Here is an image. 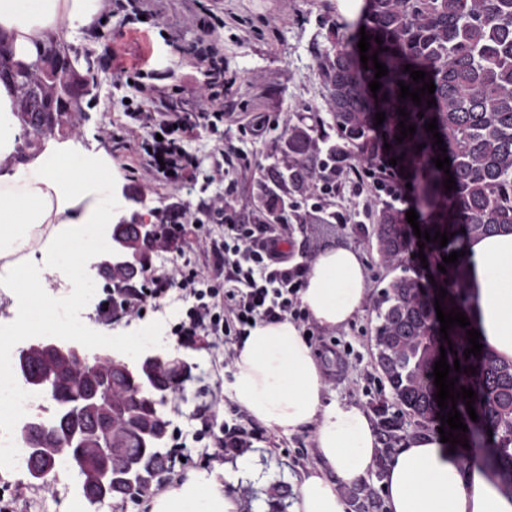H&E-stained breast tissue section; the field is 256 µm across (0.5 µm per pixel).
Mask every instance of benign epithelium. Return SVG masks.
I'll list each match as a JSON object with an SVG mask.
<instances>
[{
	"instance_id": "7a95c632",
	"label": "benign epithelium",
	"mask_w": 512,
	"mask_h": 512,
	"mask_svg": "<svg viewBox=\"0 0 512 512\" xmlns=\"http://www.w3.org/2000/svg\"><path fill=\"white\" fill-rule=\"evenodd\" d=\"M93 87V77L86 74L81 78L80 85L68 88L67 100L74 103V111H82L81 100L92 91ZM125 223H127L125 214L118 212L113 216L109 245L100 251L89 265L97 275L106 278L112 276V272L118 268H137L144 246L158 240V225L152 223L151 219L143 215L138 216L140 239L134 244L121 233ZM21 350L22 356L15 358L11 363L12 370L17 377L43 389L53 404L55 413L74 416V401L57 390L55 379L61 371L78 372L89 384L88 389L79 399L80 405L100 414L102 426L109 425L112 420V406L104 401L99 385L103 378L102 361L106 359L115 364L126 363L128 358L125 355L112 352L106 355L89 353L77 345L48 337H32L21 347ZM28 355L42 357L53 367V371L29 377L26 372ZM18 440L27 453L33 452L37 457L51 460L67 448H85L99 442L102 440V435L98 428L89 430L78 425L61 434L53 425L43 421L36 425L29 421L20 428ZM92 485L102 489L112 485L111 454L107 449L99 451L95 456Z\"/></svg>"
}]
</instances>
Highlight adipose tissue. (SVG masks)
<instances>
[{
	"label": "adipose tissue",
	"instance_id": "obj_1",
	"mask_svg": "<svg viewBox=\"0 0 512 512\" xmlns=\"http://www.w3.org/2000/svg\"><path fill=\"white\" fill-rule=\"evenodd\" d=\"M102 0H0V36L15 61L34 62L55 45L84 59L94 45ZM28 134L15 116L12 86L0 82V291L20 305L14 329L62 330L45 301L47 274L65 267L79 287L83 268L103 248L100 228L111 223V157L72 139L48 140L22 153ZM469 303L485 346L512 360V233L465 246ZM366 296L359 251L339 247L315 256L300 291L302 305L322 328L346 325ZM234 399L269 430L288 435L314 426L327 471L304 472L293 512H350L339 484H356L374 466L378 439L361 407L327 396L313 347L293 321L260 323L237 348ZM387 512H512L481 459L449 452L440 436L421 433L401 443L382 483ZM151 512H241L234 496L206 474L173 481L152 496Z\"/></svg>",
	"mask_w": 512,
	"mask_h": 512
}]
</instances>
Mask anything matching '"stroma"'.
<instances>
[{
  "label": "stroma",
  "mask_w": 512,
  "mask_h": 512,
  "mask_svg": "<svg viewBox=\"0 0 512 512\" xmlns=\"http://www.w3.org/2000/svg\"><path fill=\"white\" fill-rule=\"evenodd\" d=\"M223 7L225 75L240 84L226 127L238 129L267 113L281 112L294 122L308 112H325V90L317 76L316 52L331 44V23L341 17L337 0H223ZM92 40L96 49L89 60L97 84L82 101L79 140L85 147L104 150L111 156L115 173L112 193L118 210L132 215L164 207L179 198V190L169 183L159 184L151 195L140 197L139 183L125 176L124 167L131 158L117 150L110 137L125 121L122 99L128 93L117 82L116 67L137 63L161 72L165 86H181L189 99L202 78L200 66L180 47L165 43L154 29L134 32L113 21L98 29ZM375 201L376 195L366 183L359 192L339 200L337 209L344 216L343 223H320V211L312 210L307 223L288 227L292 260L308 262L319 252L336 247L352 248L362 255L366 279L362 313L336 329L314 327L310 343L318 354L328 394L371 414L380 401L389 397L384 379L373 364L374 308L382 289L396 275L394 269L379 263L372 247L374 226L366 210ZM46 281L47 297L65 301L64 321L75 326L80 341L104 333L137 336L145 328L161 326L158 350L187 369L183 395L168 400L161 408L169 422V434L179 433L187 440L179 476L207 473L222 490L241 500L242 512H268L269 489L273 483L282 482L288 486L283 510L291 512L298 496V477L322 464L314 448L313 429L291 435L265 431L262 440L244 453L225 457L220 465H207L204 442L193 441L192 436L202 428V409H210L220 419L227 416L233 404V377L231 370L222 365L221 349L203 342L181 347L170 335V325L185 307L183 301L170 299L142 318L122 319L107 327L96 317L101 293L87 290L75 298L69 289L61 287L58 275H49ZM49 485L54 488L50 494L45 491ZM35 499L45 501L49 512H70L73 504L83 499L76 472L54 471L43 482L31 481L22 472L13 475L11 484L0 487V504L14 512H33L31 502Z\"/></svg>",
  "instance_id": "1"
}]
</instances>
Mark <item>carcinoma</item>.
<instances>
[{"label":"carcinoma","mask_w":512,"mask_h":512,"mask_svg":"<svg viewBox=\"0 0 512 512\" xmlns=\"http://www.w3.org/2000/svg\"><path fill=\"white\" fill-rule=\"evenodd\" d=\"M335 27L331 47L317 54L327 117L302 115L288 125V136L277 148L281 157L270 155V167L279 170L277 180L256 181L248 204L261 214L292 206L308 193L317 165L324 160L345 176L336 191L348 187L355 191L367 178L385 195L367 211L375 224L374 248L382 263L403 268V274L388 282L375 306L374 363L415 432H426L440 421L438 412L448 414L435 399L433 367L440 358L441 338L435 297L445 288L444 311L464 312L470 293L463 258L447 265L444 273L437 265L451 252L463 250L470 238L512 231V0H365L357 21L343 20ZM362 27L372 37L368 55L378 53L388 69L375 95L368 87L375 79L374 64L369 60L368 68H363L357 47ZM376 36L382 43L374 40ZM47 53L49 59L38 68L4 60L0 80L17 90L15 115L22 126H27L26 116L39 100L54 108L53 133L70 137L72 111L59 104V98L78 73L72 62L59 63L66 52L50 48ZM406 64L426 72L425 81H434V94L423 95L420 106L398 100V82L412 90L423 86L404 71ZM431 98L436 104L429 107ZM400 108L409 116H400ZM378 112L385 113V120L377 127ZM433 118L445 153L424 128ZM402 120L416 126V132L398 142ZM386 142L391 144L388 150ZM442 153L450 158V174L456 181L449 192L443 186L446 174L433 162ZM392 157L397 158L395 167L389 165ZM407 182L412 186L408 201L404 200ZM405 202L430 236L437 231L453 234L443 248L437 241L425 243L429 265L421 272L405 266L417 249L407 227ZM448 334L457 354L447 353V363L452 366L457 358L460 367L476 370L474 375L449 372V377H458L455 389L465 386L475 391L473 407L478 415V421H472L465 401L457 400L456 409L468 431L454 435L482 451V460L502 491L512 494V361L485 349L467 358L463 355L470 347L466 329L455 325ZM105 371L113 412L104 441L112 448V474L135 475L144 489L167 474L170 451H161L168 437V421L160 411L164 402L148 401L146 390L138 387L139 377L147 371L154 386L174 394L183 391L181 371L165 361L121 369L108 365ZM378 412L383 448L376 467L381 472L407 434L385 404ZM353 500L357 512H383L380 500L365 485L354 492Z\"/></svg>","instance_id":"obj_1"}]
</instances>
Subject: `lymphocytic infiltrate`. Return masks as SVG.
I'll return each mask as SVG.
<instances>
[{
    "label": "lymphocytic infiltrate",
    "mask_w": 512,
    "mask_h": 512,
    "mask_svg": "<svg viewBox=\"0 0 512 512\" xmlns=\"http://www.w3.org/2000/svg\"><path fill=\"white\" fill-rule=\"evenodd\" d=\"M186 25L201 33L186 47L203 67L193 99H185L179 86L160 88L155 72L136 65L120 67L119 79L130 84L132 95L124 106V131L113 139L119 149L135 156L127 172L142 191L152 192L167 180L189 189L204 183L214 191L199 199L196 210L172 202L156 211L155 221L162 226L157 249L168 255V266L144 275L119 302V310H112L113 291L105 289L106 306L97 317L106 326L121 316L135 320L178 297L188 305L172 325V335L181 343L206 339L220 346L242 339L255 322L302 319L299 292L308 267L290 264L287 253L278 248L294 216L248 211L239 194L238 174L251 162L224 133V104L233 93L224 81V54L218 45L223 13L201 2ZM203 129L216 138L205 170L187 149ZM187 244L198 250L202 264L185 259ZM205 435L213 447L208 455L213 463L223 462L225 449L248 448L262 438L261 430L237 412L222 423L206 424Z\"/></svg>",
    "instance_id": "lymphocytic-infiltrate-1"
}]
</instances>
